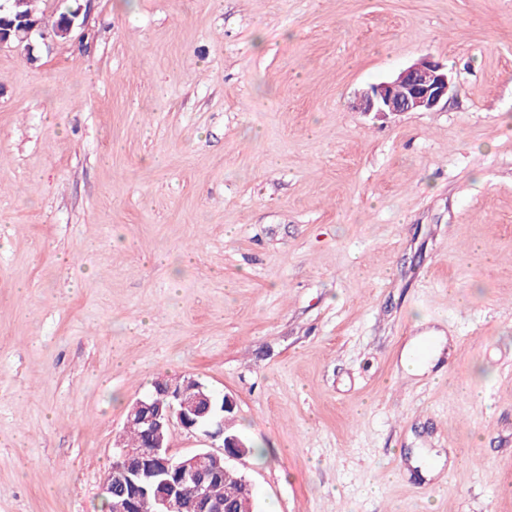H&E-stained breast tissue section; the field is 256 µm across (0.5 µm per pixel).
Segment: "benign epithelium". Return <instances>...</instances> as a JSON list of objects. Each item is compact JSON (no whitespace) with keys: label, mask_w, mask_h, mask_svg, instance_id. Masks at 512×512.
Returning a JSON list of instances; mask_svg holds the SVG:
<instances>
[{"label":"benign epithelium","mask_w":512,"mask_h":512,"mask_svg":"<svg viewBox=\"0 0 512 512\" xmlns=\"http://www.w3.org/2000/svg\"><path fill=\"white\" fill-rule=\"evenodd\" d=\"M80 16L79 8L65 15L62 28L54 34L41 30L17 11L10 24H0V48L19 47L33 37L45 45L67 40L75 29L85 26ZM453 88L448 68L424 56L393 78L363 90L356 109L377 119L405 112H432L448 102ZM235 408L232 397L214 394L191 376L155 382L154 391L135 400L127 417L144 428L151 446L127 448L117 444L118 459L105 483L112 492V512H135L137 502L150 494L156 512H224V502L214 499L209 487L220 477V463L245 456V444L227 436L224 427V412ZM176 427L211 442V447L174 456L170 436Z\"/></svg>","instance_id":"obj_1"}]
</instances>
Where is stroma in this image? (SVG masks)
Segmentation results:
<instances>
[{
	"label": "stroma",
	"instance_id": "obj_1",
	"mask_svg": "<svg viewBox=\"0 0 512 512\" xmlns=\"http://www.w3.org/2000/svg\"><path fill=\"white\" fill-rule=\"evenodd\" d=\"M76 6L0 49V512H101L185 374L258 512H512V0L38 2ZM425 55L444 108L355 112ZM429 341L431 349L426 356L417 359V355L421 347ZM445 340L442 336H420L411 341L403 351L402 365L409 374H422L428 372L434 367L441 351L443 350Z\"/></svg>",
	"mask_w": 512,
	"mask_h": 512
}]
</instances>
